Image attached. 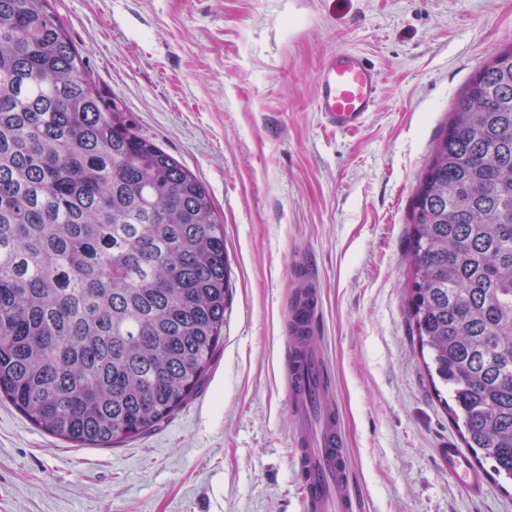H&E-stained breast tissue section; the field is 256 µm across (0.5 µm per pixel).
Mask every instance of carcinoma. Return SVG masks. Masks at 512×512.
<instances>
[{
	"label": "carcinoma",
	"instance_id": "cac0c4a2",
	"mask_svg": "<svg viewBox=\"0 0 512 512\" xmlns=\"http://www.w3.org/2000/svg\"><path fill=\"white\" fill-rule=\"evenodd\" d=\"M49 0H0V397L78 445L147 435L224 329L202 182L82 74ZM408 319L478 467L512 480V45L469 80L410 213Z\"/></svg>",
	"mask_w": 512,
	"mask_h": 512
}]
</instances>
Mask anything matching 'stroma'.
Segmentation results:
<instances>
[{
    "instance_id": "1",
    "label": "stroma",
    "mask_w": 512,
    "mask_h": 512,
    "mask_svg": "<svg viewBox=\"0 0 512 512\" xmlns=\"http://www.w3.org/2000/svg\"><path fill=\"white\" fill-rule=\"evenodd\" d=\"M83 73L192 171L224 222L232 295L200 391L150 434L73 445L0 401V512H303L282 353L296 266L361 512H512L470 499L437 451L461 444L407 316L412 197L469 79L512 44V0H49ZM381 70L353 133L313 108L328 53Z\"/></svg>"
}]
</instances>
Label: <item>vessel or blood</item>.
Returning <instances> with one entry per match:
<instances>
[{"label":"vessel or blood","instance_id":"1","mask_svg":"<svg viewBox=\"0 0 512 512\" xmlns=\"http://www.w3.org/2000/svg\"><path fill=\"white\" fill-rule=\"evenodd\" d=\"M382 90L381 74L364 53L339 49L325 56L317 73L314 109L333 130L351 132L365 125ZM298 278L299 288L286 308L282 368L303 506L305 512H357L359 498L353 489L346 437L316 336L319 284L304 265ZM439 456L449 476L470 496L486 495L483 476L459 449H440Z\"/></svg>","mask_w":512,"mask_h":512}]
</instances>
